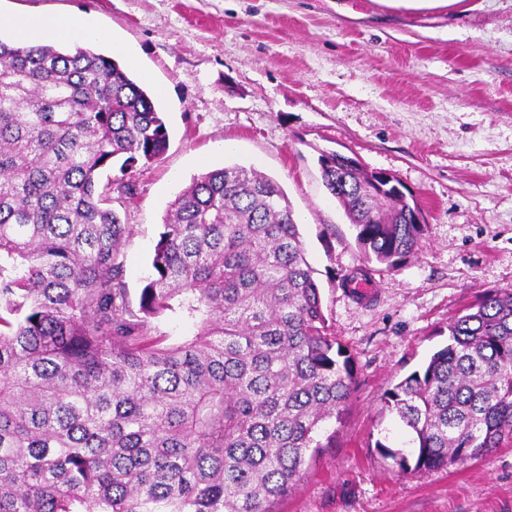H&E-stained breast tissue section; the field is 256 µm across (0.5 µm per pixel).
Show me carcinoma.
Returning a JSON list of instances; mask_svg holds the SVG:
<instances>
[{
    "label": "carcinoma",
    "mask_w": 512,
    "mask_h": 512,
    "mask_svg": "<svg viewBox=\"0 0 512 512\" xmlns=\"http://www.w3.org/2000/svg\"><path fill=\"white\" fill-rule=\"evenodd\" d=\"M168 142L114 59L0 38V512H271L344 425L354 359L274 179L240 166L194 179L132 297L127 171ZM343 159L318 162L362 251L347 290L415 253L427 225L392 185L364 195L373 172ZM167 320L195 332L174 342ZM383 400L414 451L377 447L404 471L511 447L512 291L459 310Z\"/></svg>",
    "instance_id": "obj_1"
}]
</instances>
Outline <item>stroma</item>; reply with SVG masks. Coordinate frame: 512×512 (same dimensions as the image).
I'll list each match as a JSON object with an SVG mask.
<instances>
[{
    "instance_id": "obj_1",
    "label": "stroma",
    "mask_w": 512,
    "mask_h": 512,
    "mask_svg": "<svg viewBox=\"0 0 512 512\" xmlns=\"http://www.w3.org/2000/svg\"><path fill=\"white\" fill-rule=\"evenodd\" d=\"M92 18L94 51L158 99L166 152L129 175L126 282L139 293L169 203L194 177L255 168L284 189L357 384L333 447L273 512H512V447L404 471L380 445L410 436L382 395L445 344L482 291L512 290V0L392 8L381 0H0L17 16ZM337 151L394 175L428 225L417 254L374 274L368 302L340 286L355 230L323 185Z\"/></svg>"
}]
</instances>
